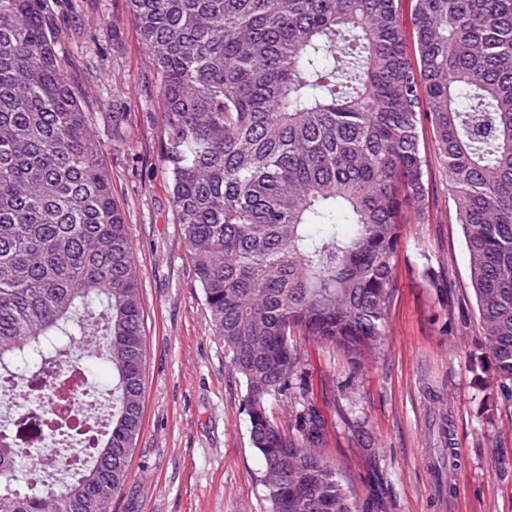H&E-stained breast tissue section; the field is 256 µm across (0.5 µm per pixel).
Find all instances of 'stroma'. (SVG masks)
Listing matches in <instances>:
<instances>
[{
    "label": "stroma",
    "instance_id": "1",
    "mask_svg": "<svg viewBox=\"0 0 512 512\" xmlns=\"http://www.w3.org/2000/svg\"><path fill=\"white\" fill-rule=\"evenodd\" d=\"M50 23L88 111L121 112L106 143L142 284L145 413L112 512H268L243 386L212 334L158 149L157 76L128 0H54ZM429 214L406 225L380 347L353 364L339 346L300 339L304 392L273 403L283 424L323 414V456L358 512H512V401L478 388L479 335L467 248L430 122Z\"/></svg>",
    "mask_w": 512,
    "mask_h": 512
}]
</instances>
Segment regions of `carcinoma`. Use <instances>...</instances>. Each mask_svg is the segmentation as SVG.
<instances>
[{
    "instance_id": "obj_1",
    "label": "carcinoma",
    "mask_w": 512,
    "mask_h": 512,
    "mask_svg": "<svg viewBox=\"0 0 512 512\" xmlns=\"http://www.w3.org/2000/svg\"><path fill=\"white\" fill-rule=\"evenodd\" d=\"M129 0L157 73L159 150L214 336L239 374L269 512H355L316 449L296 337L356 360L384 336L407 214L428 216L422 117L466 240L480 340L472 372L512 393V0ZM0 0V380L50 379L75 347L112 368L106 423L44 409L0 424V512H102L144 418L147 336L106 145L47 22ZM52 425L82 453L18 485V449Z\"/></svg>"
}]
</instances>
